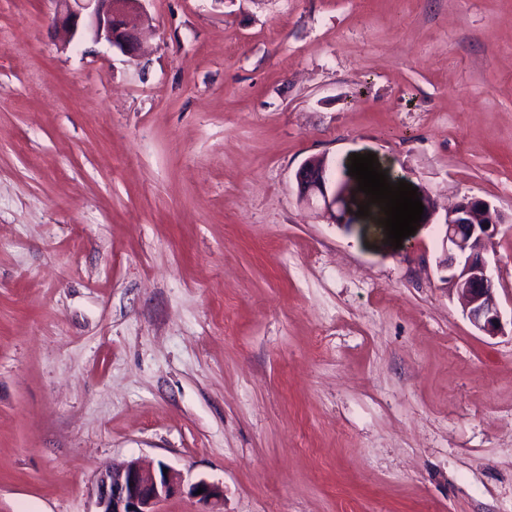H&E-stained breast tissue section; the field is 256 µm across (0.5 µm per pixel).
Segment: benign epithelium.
Segmentation results:
<instances>
[{
  "mask_svg": "<svg viewBox=\"0 0 512 512\" xmlns=\"http://www.w3.org/2000/svg\"><path fill=\"white\" fill-rule=\"evenodd\" d=\"M144 0H52L53 27L69 42L88 34L105 39L127 56L143 50L141 22L147 19ZM298 195L308 205L320 200L323 216L336 222V205L344 204L343 190L331 189L332 177L326 160L311 157L295 173ZM499 225L498 213L477 197H465L448 209L439 224L443 259L442 281L454 290L464 305L470 323L489 336L504 334L498 288L486 243ZM185 479L161 464L145 468L137 461L99 474L90 488L94 512H158L157 505L183 492ZM203 493H197L198 489ZM188 494L203 504L222 496L215 485L203 480L189 485Z\"/></svg>",
  "mask_w": 512,
  "mask_h": 512,
  "instance_id": "obj_1",
  "label": "benign epithelium"
}]
</instances>
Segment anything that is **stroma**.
Instances as JSON below:
<instances>
[{
	"instance_id": "stroma-1",
	"label": "stroma",
	"mask_w": 512,
	"mask_h": 512,
	"mask_svg": "<svg viewBox=\"0 0 512 512\" xmlns=\"http://www.w3.org/2000/svg\"><path fill=\"white\" fill-rule=\"evenodd\" d=\"M145 8L132 60L0 0V512H92L130 460L216 512H512V335L471 325L435 230L501 214L512 322V0ZM355 153L438 204L400 246ZM298 195L302 202L313 205L314 200L323 203V216L335 221L336 205H344L343 190H329L332 177L326 160L322 157H311L305 160L295 173Z\"/></svg>"
}]
</instances>
